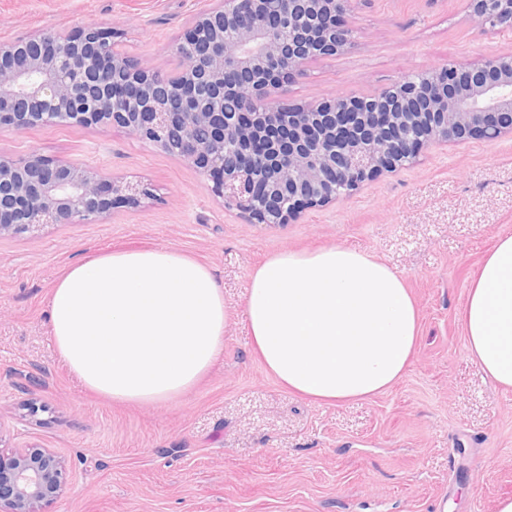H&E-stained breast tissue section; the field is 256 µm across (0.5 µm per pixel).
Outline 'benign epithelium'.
Returning <instances> with one entry per match:
<instances>
[{"instance_id":"1","label":"benign epithelium","mask_w":512,"mask_h":512,"mask_svg":"<svg viewBox=\"0 0 512 512\" xmlns=\"http://www.w3.org/2000/svg\"><path fill=\"white\" fill-rule=\"evenodd\" d=\"M351 2L224 0L184 29L172 79L126 56L117 33L99 24L0 43V128H121L199 169L208 192L258 224H286L346 197L433 143L512 135L511 55L408 75L362 112L354 111L361 97L285 100L286 79L308 60L351 44ZM467 8L482 30L512 29V0H467ZM122 77L139 88L131 103L113 102L112 82ZM192 128L207 132L193 146ZM150 195L147 183L60 165L35 150L0 156V238L95 221ZM67 467L46 448L0 450V512H45L63 493Z\"/></svg>"}]
</instances>
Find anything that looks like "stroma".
I'll list each match as a JSON object with an SVG mask.
<instances>
[{
	"instance_id": "35a3bbf8",
	"label": "stroma",
	"mask_w": 512,
	"mask_h": 512,
	"mask_svg": "<svg viewBox=\"0 0 512 512\" xmlns=\"http://www.w3.org/2000/svg\"><path fill=\"white\" fill-rule=\"evenodd\" d=\"M219 0H0V42L92 23L119 48L179 73L176 41ZM351 48L309 62L285 88L313 102L369 97L411 72L512 55V30L482 32L466 0H352ZM36 150L154 195L104 220L0 239V448H49L70 463L46 512H497L512 495V389L485 378L459 313L479 262L512 232V136L435 144L410 166L294 222L257 224L225 208L205 177L122 129H0V155ZM359 248L401 273L420 312L416 351L382 394L320 404L283 389L240 319L189 394L119 404L60 363L48 299L68 266L116 249L171 247L213 271L240 307L248 272L283 249ZM41 375L22 392L10 378Z\"/></svg>"
}]
</instances>
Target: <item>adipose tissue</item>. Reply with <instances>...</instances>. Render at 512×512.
<instances>
[{"mask_svg":"<svg viewBox=\"0 0 512 512\" xmlns=\"http://www.w3.org/2000/svg\"><path fill=\"white\" fill-rule=\"evenodd\" d=\"M49 325L83 388L125 404L173 401L206 376L232 311L212 270L180 250H115L55 283ZM241 316L266 369L323 403L381 394L404 375L420 317L404 277L369 253L283 250L248 275ZM470 356L512 389V234H500L467 290Z\"/></svg>","mask_w":512,"mask_h":512,"instance_id":"obj_1","label":"adipose tissue"}]
</instances>
